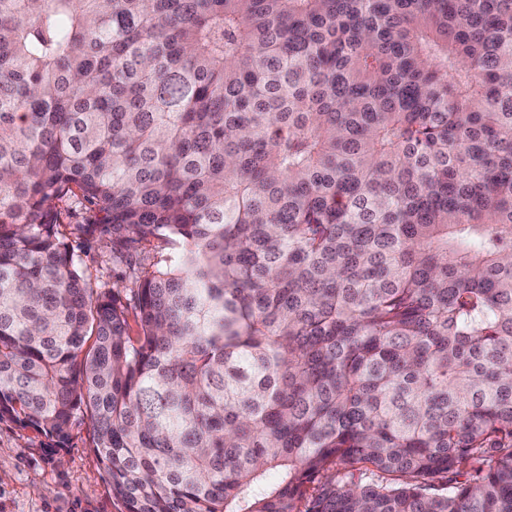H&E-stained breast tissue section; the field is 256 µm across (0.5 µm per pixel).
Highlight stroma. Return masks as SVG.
<instances>
[{
	"label": "stroma",
	"mask_w": 512,
	"mask_h": 512,
	"mask_svg": "<svg viewBox=\"0 0 512 512\" xmlns=\"http://www.w3.org/2000/svg\"><path fill=\"white\" fill-rule=\"evenodd\" d=\"M60 230L95 292L131 296L138 278L161 255L158 240L129 244L131 266L112 263V238L103 231L77 232L95 214L79 200L60 204ZM0 512H122L111 484L92 450L88 422L73 425L66 447L31 429L0 422Z\"/></svg>",
	"instance_id": "35a3bbf8"
}]
</instances>
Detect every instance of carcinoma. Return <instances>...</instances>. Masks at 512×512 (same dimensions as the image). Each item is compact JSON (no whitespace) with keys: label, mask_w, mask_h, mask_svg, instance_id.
I'll list each match as a JSON object with an SVG mask.
<instances>
[{"label":"carcinoma","mask_w":512,"mask_h":512,"mask_svg":"<svg viewBox=\"0 0 512 512\" xmlns=\"http://www.w3.org/2000/svg\"><path fill=\"white\" fill-rule=\"evenodd\" d=\"M80 417L123 512H512V0H0V421ZM57 209L61 212L59 230L66 236V241L77 256L80 270L91 283L95 294H112L114 291L123 298L131 296L132 291L138 288L137 277L152 271V265L157 258L172 250L171 244H162V247H158L161 244L156 239L129 244L128 251L135 268L133 274L125 265H113L112 237L109 234L100 228L89 235H81L74 230L76 224L94 223L96 217L93 211L81 204L78 199L60 202Z\"/></svg>","instance_id":"cac0c4a2"}]
</instances>
